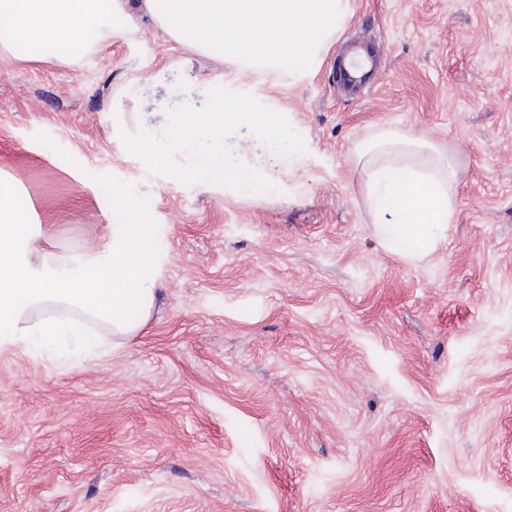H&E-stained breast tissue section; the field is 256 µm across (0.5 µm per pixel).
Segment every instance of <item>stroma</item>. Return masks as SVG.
<instances>
[{"label":"stroma","mask_w":512,"mask_h":512,"mask_svg":"<svg viewBox=\"0 0 512 512\" xmlns=\"http://www.w3.org/2000/svg\"><path fill=\"white\" fill-rule=\"evenodd\" d=\"M338 40L383 72L352 97L247 75L287 151L224 130L250 195L145 169L112 118L164 141L206 111V55L142 20L75 65L0 56V174L45 246L117 223L112 187L161 225L160 297L84 361L0 356V512H512V0H352ZM387 127L456 152L439 249L371 225L354 147Z\"/></svg>","instance_id":"stroma-1"}]
</instances>
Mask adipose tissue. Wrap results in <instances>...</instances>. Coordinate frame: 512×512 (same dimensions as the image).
<instances>
[{
	"label": "adipose tissue",
	"instance_id": "1",
	"mask_svg": "<svg viewBox=\"0 0 512 512\" xmlns=\"http://www.w3.org/2000/svg\"><path fill=\"white\" fill-rule=\"evenodd\" d=\"M132 11L188 50L240 70H277L295 83L315 73L350 19L352 0H0V55L74 64L111 41ZM210 86L208 109L172 119L145 164L168 173L176 157L191 155L193 172L210 186L250 193L253 173L224 161L225 125L265 112L260 138L281 146L288 131L255 87L231 86L220 74ZM358 158L376 232L407 259L432 253L454 220L461 176L454 155L423 135L387 129L362 144ZM115 195L121 223L89 247L54 253L41 247L45 231L14 184L0 178V354L38 345L87 358L96 331L127 339L148 321L164 234L145 223L141 199Z\"/></svg>",
	"mask_w": 512,
	"mask_h": 512
}]
</instances>
